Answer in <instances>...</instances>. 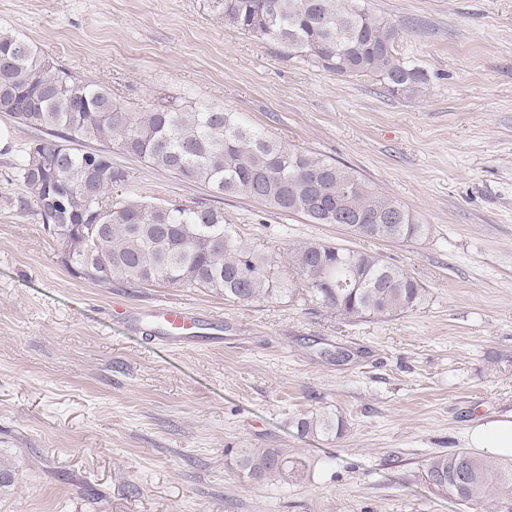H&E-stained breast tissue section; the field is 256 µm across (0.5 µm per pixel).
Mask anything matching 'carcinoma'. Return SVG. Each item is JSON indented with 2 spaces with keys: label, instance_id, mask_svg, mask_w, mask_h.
<instances>
[{
  "label": "carcinoma",
  "instance_id": "carcinoma-1",
  "mask_svg": "<svg viewBox=\"0 0 512 512\" xmlns=\"http://www.w3.org/2000/svg\"><path fill=\"white\" fill-rule=\"evenodd\" d=\"M224 25L307 57L341 76L375 75L393 94L426 80L392 53L397 29L362 0H215ZM0 112L34 133L15 180L20 209L36 201L44 228L65 248L72 275L127 288L163 283L203 288L249 305L299 295L344 318H387L415 309L426 290L370 253L319 242L289 252L301 287L280 261L245 244L224 211L196 200L149 202L113 195L130 173L112 151L217 195L240 194L312 224H344L378 239L419 241L424 224L375 192L345 165L291 148L243 124L235 112L201 104L131 112L105 87L57 67L0 28ZM300 435L341 434L344 422L316 414ZM238 465L255 479L298 484L309 463L292 448H246ZM425 481L473 512H512V463L465 449L429 457Z\"/></svg>",
  "mask_w": 512,
  "mask_h": 512
}]
</instances>
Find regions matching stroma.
Listing matches in <instances>:
<instances>
[{
  "instance_id": "35a3bbf8",
  "label": "stroma",
  "mask_w": 512,
  "mask_h": 512,
  "mask_svg": "<svg viewBox=\"0 0 512 512\" xmlns=\"http://www.w3.org/2000/svg\"><path fill=\"white\" fill-rule=\"evenodd\" d=\"M428 77L391 93L225 26L212 0H0V27L115 102L215 104L351 167L429 233L374 239L312 224L114 154L126 195L223 209L242 240L287 262L313 241L382 257L426 290L412 311L343 318L285 296L243 306L165 284L72 276L15 179L28 132L0 113V512H471L432 492L426 460L512 415V0H364ZM189 306L200 340L128 330L114 303ZM347 352L336 364L326 355ZM342 419L301 436L300 419ZM244 448H297L298 484L255 480ZM300 435H340L344 430V422L339 418H333L327 414H316L303 418L297 423Z\"/></svg>"
}]
</instances>
